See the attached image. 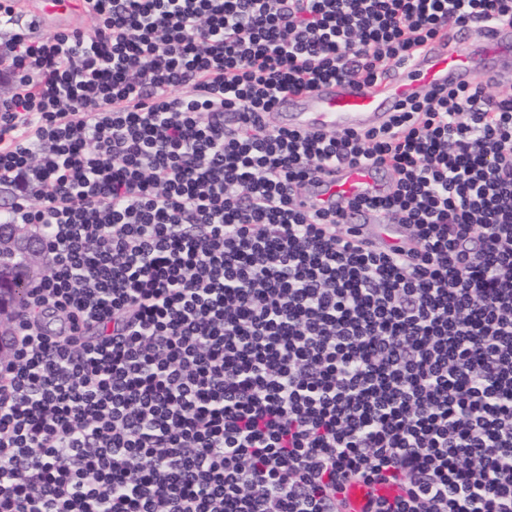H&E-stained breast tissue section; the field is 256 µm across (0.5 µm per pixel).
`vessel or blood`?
I'll list each match as a JSON object with an SVG mask.
<instances>
[{
    "label": "vessel or blood",
    "mask_w": 512,
    "mask_h": 512,
    "mask_svg": "<svg viewBox=\"0 0 512 512\" xmlns=\"http://www.w3.org/2000/svg\"><path fill=\"white\" fill-rule=\"evenodd\" d=\"M19 9L39 26L66 27L80 10V0H19ZM492 75L512 80V26L494 25L452 33L436 42L381 84L360 86L345 81L330 83L310 93L295 96L271 113V125L306 132H342L383 124L403 102L436 90L470 84ZM392 183L388 169L376 165H341L321 177L306 193L307 200L326 208H344L355 197L386 191ZM399 489L392 484L351 483L342 496L341 512H370V503L391 499Z\"/></svg>",
    "instance_id": "b4317fda"
}]
</instances>
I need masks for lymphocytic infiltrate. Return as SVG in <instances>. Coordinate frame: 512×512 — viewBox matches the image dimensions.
Wrapping results in <instances>:
<instances>
[{"label":"lymphocytic infiltrate","instance_id":"obj_1","mask_svg":"<svg viewBox=\"0 0 512 512\" xmlns=\"http://www.w3.org/2000/svg\"><path fill=\"white\" fill-rule=\"evenodd\" d=\"M0 55L1 224L44 229L0 367V512H512V94L487 80L365 132L265 117L378 84L512 0H83L93 34ZM381 163L353 207L297 203ZM390 174L376 165H341L309 186L305 196L314 205L342 209L357 196L386 191L392 183ZM400 489L392 484L368 486L363 482L351 483L342 494V512H370V502L379 498L393 499Z\"/></svg>","mask_w":512,"mask_h":512}]
</instances>
